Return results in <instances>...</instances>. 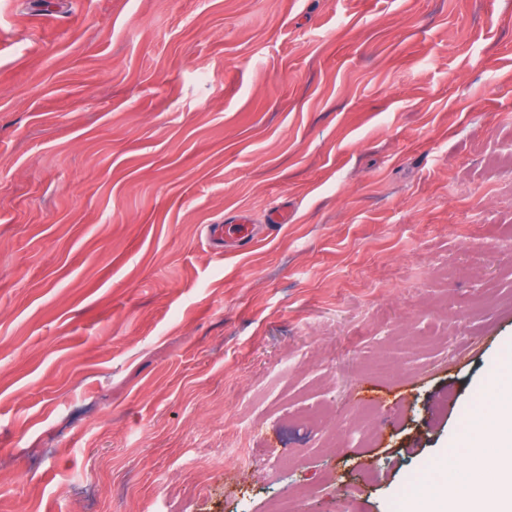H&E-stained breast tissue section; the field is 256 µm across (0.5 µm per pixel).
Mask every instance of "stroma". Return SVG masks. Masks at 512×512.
<instances>
[{
  "label": "stroma",
  "instance_id": "1",
  "mask_svg": "<svg viewBox=\"0 0 512 512\" xmlns=\"http://www.w3.org/2000/svg\"><path fill=\"white\" fill-rule=\"evenodd\" d=\"M510 354L512 0H0V512H406ZM248 216L240 213L234 217L230 224H219L213 230V239L219 242L224 249L238 250L240 243H250L255 238V227L250 224Z\"/></svg>",
  "mask_w": 512,
  "mask_h": 512
}]
</instances>
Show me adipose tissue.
Masks as SVG:
<instances>
[{
    "instance_id": "adipose-tissue-1",
    "label": "adipose tissue",
    "mask_w": 512,
    "mask_h": 512,
    "mask_svg": "<svg viewBox=\"0 0 512 512\" xmlns=\"http://www.w3.org/2000/svg\"><path fill=\"white\" fill-rule=\"evenodd\" d=\"M469 419L458 441L468 468L445 467L416 486L407 512H512V377Z\"/></svg>"
}]
</instances>
